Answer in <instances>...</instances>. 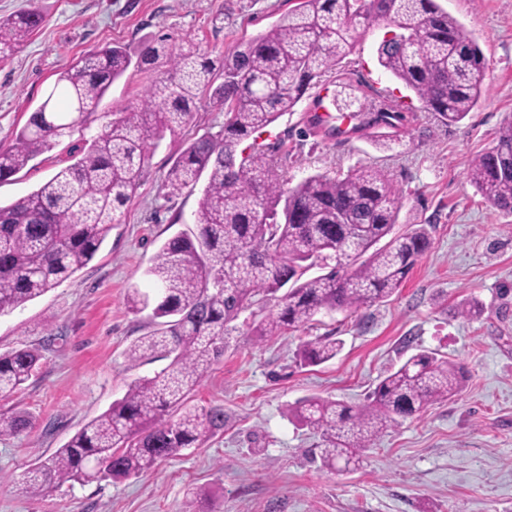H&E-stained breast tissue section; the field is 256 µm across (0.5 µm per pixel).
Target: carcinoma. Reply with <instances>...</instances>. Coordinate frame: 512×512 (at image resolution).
Returning a JSON list of instances; mask_svg holds the SVG:
<instances>
[{
  "mask_svg": "<svg viewBox=\"0 0 512 512\" xmlns=\"http://www.w3.org/2000/svg\"><path fill=\"white\" fill-rule=\"evenodd\" d=\"M43 22L33 11L0 18V55ZM396 29L405 38L377 43L379 65L440 122H461L480 102L488 63L477 40L436 0H295L288 14L224 59V81L216 86L211 66L197 61L195 51L171 50V72L141 103L91 135L74 163L28 195L0 204L3 313L43 296L95 257L150 154L166 134L188 124L200 92L211 90L212 104L224 111V127L190 143L164 183L174 195L207 174L195 229L172 235L154 256L146 271L153 293L134 288L127 296L133 312L151 310L157 325L129 346V365L169 363L134 380L122 398L26 472L30 495L45 497L64 482L89 483L103 474L135 477L224 430V408H190L188 396L224 356L229 323L255 297L275 300L276 311L256 330L261 338L322 311L354 313L401 286L430 235L423 224L394 233L402 196L383 171L362 165L343 177L315 173L285 188L264 150L238 153L244 139L290 110L313 79L328 71L338 81L348 77L340 65L363 36ZM157 56L158 48L148 45L134 62L125 47L112 45L77 60L0 152V182L71 136L131 64ZM359 112L358 131L401 120L397 105L378 93ZM467 178L491 206L512 211V118L499 129L495 147L471 161ZM313 267L323 273L306 276ZM340 347L330 336L317 337L298 356L316 365ZM40 359L37 347L0 355L1 401L35 373ZM460 391V366L423 350L389 371L358 406L312 396L287 415L320 435L323 466L342 461L355 469L361 450L389 427ZM31 424L23 412L0 409V437Z\"/></svg>",
  "mask_w": 512,
  "mask_h": 512,
  "instance_id": "cac0c4a2",
  "label": "carcinoma"
}]
</instances>
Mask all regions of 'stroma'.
I'll list each match as a JSON object with an SVG mask.
<instances>
[{
	"instance_id": "stroma-1",
	"label": "stroma",
	"mask_w": 512,
	"mask_h": 512,
	"mask_svg": "<svg viewBox=\"0 0 512 512\" xmlns=\"http://www.w3.org/2000/svg\"><path fill=\"white\" fill-rule=\"evenodd\" d=\"M438 2L473 34L489 64L486 91L459 124L445 125L419 100L405 99L403 86L378 65V37L370 33L351 56L354 85L341 97L385 92L399 101L401 123L351 135L346 111L315 132L316 95L336 85L328 72L251 137L292 185L364 163L381 168L402 192L400 224L427 225L431 235L402 286L354 314L323 312L261 340L253 331L273 306L253 305L235 320L223 358L191 396L196 407H223V431L137 477L66 482L45 498L26 493L29 468L107 410L132 381L164 366H129L128 347L151 325L146 314L130 311L127 295L150 290L153 257L192 226L201 187L171 197L162 184L193 140L224 124L223 111L200 94L189 123L147 160L93 260L45 295L0 314V353L30 346L42 354L35 375L0 403L33 419L30 429L0 439V512H512V213L486 204L467 179L471 160L495 145L512 116V0ZM290 7L289 0H0V17L33 9L44 18L0 62L3 150L79 58L115 43L134 56L148 44L165 49L154 64L129 68L112 84L88 115L87 131L1 183L0 203L37 189L73 163L87 132L140 102L166 77L169 49L198 50L222 72L225 52ZM473 304L480 316L465 317ZM318 336L340 339L341 351L323 364L299 366L300 344ZM422 350L461 366L459 395L389 428L364 450L360 468H323L318 434L289 420L288 407L312 395L361 404L388 370ZM200 488L208 500L193 498Z\"/></svg>"
}]
</instances>
